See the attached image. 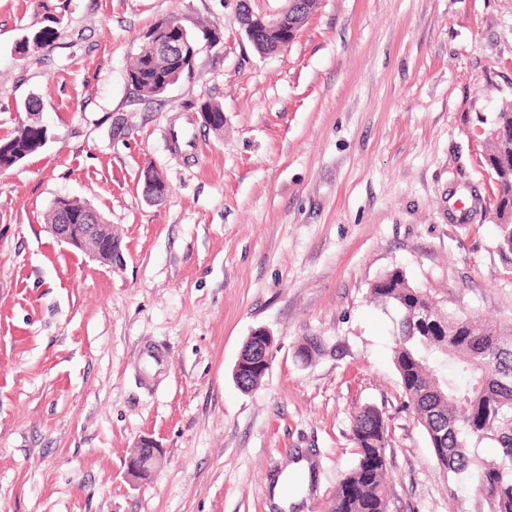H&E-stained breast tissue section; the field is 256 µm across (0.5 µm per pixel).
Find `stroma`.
Wrapping results in <instances>:
<instances>
[{
    "instance_id": "obj_1",
    "label": "stroma",
    "mask_w": 512,
    "mask_h": 512,
    "mask_svg": "<svg viewBox=\"0 0 512 512\" xmlns=\"http://www.w3.org/2000/svg\"><path fill=\"white\" fill-rule=\"evenodd\" d=\"M171 16L216 42L145 100L127 70ZM30 98L49 139L0 171V512H280L272 484L301 461L287 512H328L366 404L390 426V512H488L405 407L395 314L368 295L399 268L512 324L481 161L512 101V0H318L265 56L236 0H0V140ZM60 197L111 224L119 261L50 236ZM259 328L276 348L245 393L232 371ZM307 337L321 350L304 362ZM143 436L163 455L134 485Z\"/></svg>"
}]
</instances>
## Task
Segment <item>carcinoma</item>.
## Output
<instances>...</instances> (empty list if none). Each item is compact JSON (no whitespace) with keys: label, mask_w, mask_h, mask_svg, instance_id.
I'll return each mask as SVG.
<instances>
[{"label":"carcinoma","mask_w":512,"mask_h":512,"mask_svg":"<svg viewBox=\"0 0 512 512\" xmlns=\"http://www.w3.org/2000/svg\"><path fill=\"white\" fill-rule=\"evenodd\" d=\"M178 60L163 53L138 52L128 73L144 99L165 92L179 79ZM484 165L499 182L493 204L497 251L512 269V103L496 114ZM47 129L24 123L0 141V169H9L45 145ZM64 209L82 218L90 206L56 200L46 223H58ZM372 300L396 313L392 360L406 405L424 429L437 463L459 480L476 476L487 491L490 512H512V328L480 316L460 315L439 306L427 291L392 269L370 287ZM355 464L340 479L329 512H389L390 430L383 412L365 405L352 418ZM490 440L495 456L479 459L471 442Z\"/></svg>","instance_id":"obj_1"}]
</instances>
